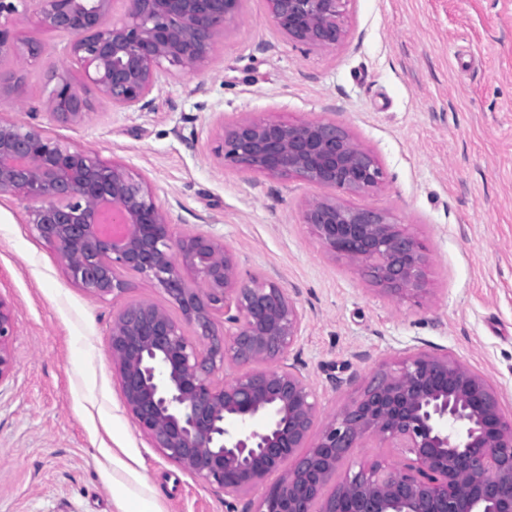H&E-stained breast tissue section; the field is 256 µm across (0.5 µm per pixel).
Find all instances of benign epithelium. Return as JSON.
I'll use <instances>...</instances> for the list:
<instances>
[{"label":"benign epithelium","mask_w":512,"mask_h":512,"mask_svg":"<svg viewBox=\"0 0 512 512\" xmlns=\"http://www.w3.org/2000/svg\"><path fill=\"white\" fill-rule=\"evenodd\" d=\"M123 2L126 18L107 26L112 0H31L33 23L70 36L71 60L124 110L145 107L174 73L196 70L242 0ZM269 2L277 28L299 45L331 48L343 39V0ZM43 52L34 41L18 49L0 27V58L24 62ZM47 105L70 123L91 108L85 89L64 75ZM216 153L245 171L344 194L370 191L383 177L376 159L330 121L241 120L223 129ZM0 194L33 202L28 223L87 292L120 295L128 288L121 271L163 290L169 306L130 302L113 315L109 347L127 412L170 463L231 500L265 488L251 512H512V413L483 373L415 349L380 366L321 420L315 390L290 360L303 308L269 279H244L227 245L177 234L143 175L0 122ZM104 213L128 226L122 240L99 233ZM304 221L387 296L424 300L426 247L389 215L333 197L310 203ZM14 323L0 299V380L13 368ZM228 367L237 369L230 380L221 377ZM257 418L261 426L251 427ZM371 440L400 449L405 462L374 460L334 482L353 449Z\"/></svg>","instance_id":"benign-epithelium-1"}]
</instances>
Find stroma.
I'll list each match as a JSON object with an SVG mask.
<instances>
[{
    "label": "stroma",
    "mask_w": 512,
    "mask_h": 512,
    "mask_svg": "<svg viewBox=\"0 0 512 512\" xmlns=\"http://www.w3.org/2000/svg\"><path fill=\"white\" fill-rule=\"evenodd\" d=\"M341 11L343 40L305 50L274 25L268 0H243L200 70L155 87L144 109L115 111L88 88L92 108L71 124L46 107L52 73L84 79L65 59L69 39L21 10L6 28L45 50L0 120L143 174L177 233L226 242L243 277L295 298L307 314L298 359L321 416L414 348L477 368L512 411V0H343ZM243 118L332 121L376 158L381 185L342 201L426 244L423 304L391 300L325 250L302 213L330 189L222 162L221 125ZM29 207L0 196V299L15 315L14 366L0 380V512H227L223 490L166 461L123 405L112 316L129 302L166 305L165 294L134 274L119 297L86 292Z\"/></svg>",
    "instance_id": "1"
}]
</instances>
